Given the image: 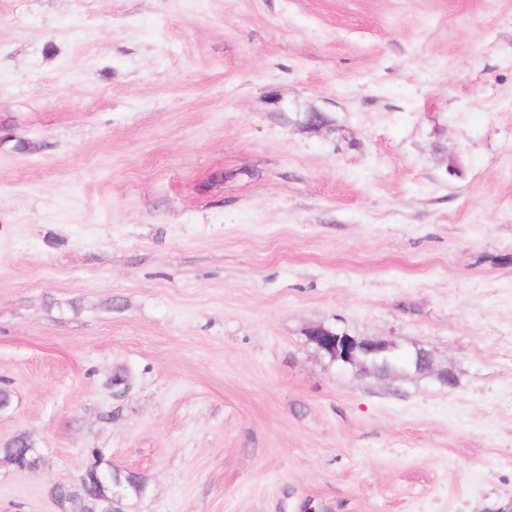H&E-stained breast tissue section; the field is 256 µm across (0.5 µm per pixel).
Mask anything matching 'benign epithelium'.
<instances>
[{
	"instance_id": "1",
	"label": "benign epithelium",
	"mask_w": 512,
	"mask_h": 512,
	"mask_svg": "<svg viewBox=\"0 0 512 512\" xmlns=\"http://www.w3.org/2000/svg\"><path fill=\"white\" fill-rule=\"evenodd\" d=\"M309 337L330 361L342 365L349 364L362 373H378L384 368H389L391 361L396 358L393 344L386 340H361L323 327L311 329ZM400 365L424 373L433 371L434 361L429 351L419 348L400 359Z\"/></svg>"
}]
</instances>
